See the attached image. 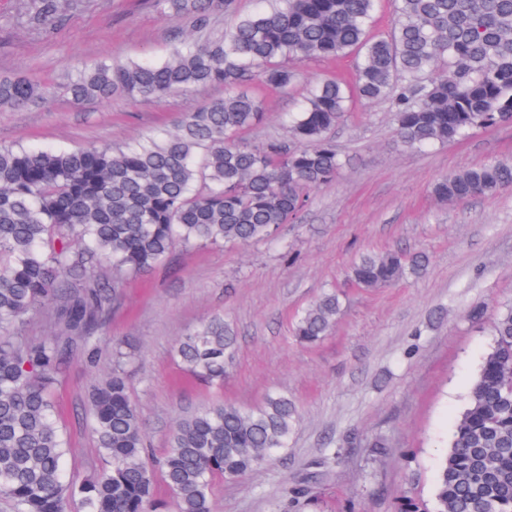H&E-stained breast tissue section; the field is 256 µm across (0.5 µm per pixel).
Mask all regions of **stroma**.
Listing matches in <instances>:
<instances>
[{
  "instance_id": "1",
  "label": "stroma",
  "mask_w": 512,
  "mask_h": 512,
  "mask_svg": "<svg viewBox=\"0 0 512 512\" xmlns=\"http://www.w3.org/2000/svg\"><path fill=\"white\" fill-rule=\"evenodd\" d=\"M17 9L18 0H0V75L46 82L53 97L0 112V144L124 146L172 130L182 113L224 94L204 86L158 101L73 103L64 81L80 62L164 61L191 19L161 17L151 0H68L62 21L41 33L18 23ZM356 65L352 56L305 62L285 91L250 83L265 117L244 142H288V115L312 84L352 79ZM329 141L343 169L273 240L175 249L168 264L127 281L102 332V348L117 339L137 354L127 380L151 459L164 456L181 415L217 400L250 407L281 392L295 404L287 453L243 477L215 479L213 512H399L404 494L431 499L493 345L490 323L512 300V188L451 205L432 194L446 175L512 162V124L409 149L397 141L389 102L357 99ZM388 250L424 254L426 267L384 288H358L348 276L354 258ZM331 289L341 301L331 334L299 343L298 314ZM215 315L237 338L220 391L171 356L179 337ZM106 365L74 356L56 393L70 441L65 473L78 481L102 466L83 409ZM302 480L309 493L292 504Z\"/></svg>"
}]
</instances>
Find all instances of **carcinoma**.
I'll return each mask as SVG.
<instances>
[{
  "label": "carcinoma",
  "mask_w": 512,
  "mask_h": 512,
  "mask_svg": "<svg viewBox=\"0 0 512 512\" xmlns=\"http://www.w3.org/2000/svg\"><path fill=\"white\" fill-rule=\"evenodd\" d=\"M260 2L213 35L212 18L235 14V0H154L165 17H191L200 37L180 42L162 63L85 64L65 83L76 103L224 87L174 131L121 149L0 145V497L13 512H157L159 475L174 512H212L216 478H239L288 447L296 407L282 394L252 408L215 402L178 419L168 452L149 460L127 388L130 356L116 342L105 353L99 347L124 275L164 264L178 246L270 239L311 190L336 177L341 161L327 135L355 96L390 101L407 148L512 121V0H395L391 28L378 36L369 34L378 0ZM64 6L20 0L17 19L45 31ZM347 54L360 59L354 85L319 82L291 120L292 145L241 141L263 119L247 84L286 90L296 77L288 61ZM49 94L27 76L0 77V112ZM509 187L512 163L498 161L445 176L432 193L448 204ZM424 266L422 255L368 252L349 277L380 288ZM339 312L336 293H323L298 318L295 337L321 341ZM36 318L54 334L25 335ZM491 333L433 507L410 498L407 512H512V301L500 306ZM235 344L214 317L181 337L173 357L220 388ZM76 354L111 361L87 389L85 407L105 467L79 484L63 471L69 443L54 401L61 366Z\"/></svg>",
  "instance_id": "obj_1"
}]
</instances>
